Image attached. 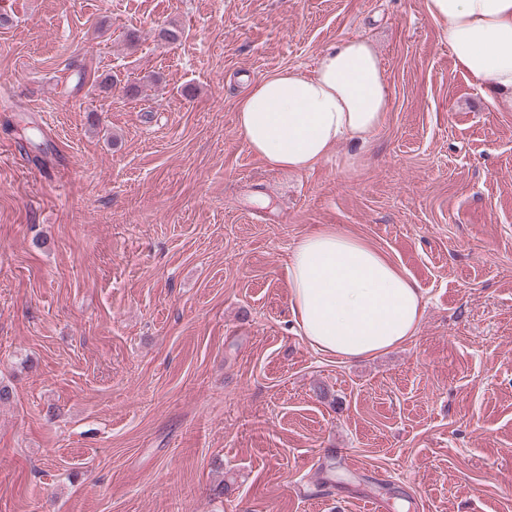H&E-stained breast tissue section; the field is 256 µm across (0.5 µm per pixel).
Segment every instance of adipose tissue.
<instances>
[{
    "label": "adipose tissue",
    "instance_id": "adipose-tissue-1",
    "mask_svg": "<svg viewBox=\"0 0 512 512\" xmlns=\"http://www.w3.org/2000/svg\"><path fill=\"white\" fill-rule=\"evenodd\" d=\"M439 38L484 93L512 106V0H427ZM388 88L369 41L325 49L312 72L285 68L262 78L237 109L250 151L275 168L314 169L347 139L384 123ZM290 309L315 349L354 361L416 336L424 299L406 272L365 240L330 226L293 246Z\"/></svg>",
    "mask_w": 512,
    "mask_h": 512
}]
</instances>
